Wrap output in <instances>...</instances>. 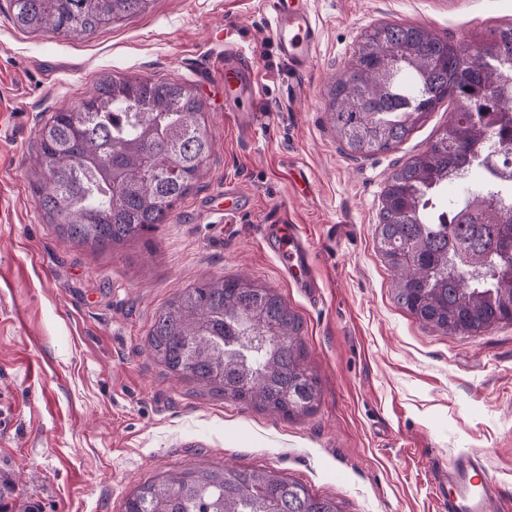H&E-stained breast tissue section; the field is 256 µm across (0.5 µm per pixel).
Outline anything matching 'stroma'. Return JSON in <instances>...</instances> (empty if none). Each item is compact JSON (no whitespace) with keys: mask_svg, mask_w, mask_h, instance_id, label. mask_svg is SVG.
Returning <instances> with one entry per match:
<instances>
[{"mask_svg":"<svg viewBox=\"0 0 512 512\" xmlns=\"http://www.w3.org/2000/svg\"><path fill=\"white\" fill-rule=\"evenodd\" d=\"M323 36L303 75L289 71L263 0H150L80 36L22 30L0 0V512H123L166 471L267 467L341 512H437L434 476L473 452L512 512V323L479 336L425 327L394 299L376 244L391 172L451 119L441 104L410 137L349 152L328 93L379 23L421 25L470 44L512 25V0H309ZM249 50L260 85L242 129L224 109L219 61ZM194 84L215 147L167 223L123 246L63 239L31 189L37 131L98 78ZM310 195L294 186L298 172ZM233 182L249 205L222 237L207 204ZM312 241L321 290L286 286L266 225ZM242 276L275 289L303 319L315 411L288 419L215 397L154 360L148 334L179 291Z\"/></svg>","mask_w":512,"mask_h":512,"instance_id":"stroma-1","label":"stroma"}]
</instances>
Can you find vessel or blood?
Listing matches in <instances>:
<instances>
[{"mask_svg":"<svg viewBox=\"0 0 512 512\" xmlns=\"http://www.w3.org/2000/svg\"><path fill=\"white\" fill-rule=\"evenodd\" d=\"M265 4L273 18L272 36L282 59L295 73L307 71L322 39L308 0H265ZM223 74L225 87L240 82L250 92L258 90L245 50L225 49ZM264 243L277 260L283 278L301 288L308 298H316L320 284L312 269V248L299 227L294 225L284 232L279 225H268ZM482 469L476 456L462 452L454 457L450 469L436 474L435 485L444 491L438 499L440 512H488L495 488L480 479Z\"/></svg>","mask_w":512,"mask_h":512,"instance_id":"obj_1","label":"vessel or blood"}]
</instances>
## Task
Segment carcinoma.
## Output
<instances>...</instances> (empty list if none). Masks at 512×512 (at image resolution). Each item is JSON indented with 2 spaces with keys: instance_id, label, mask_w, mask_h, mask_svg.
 <instances>
[{
  "instance_id": "1",
  "label": "carcinoma",
  "mask_w": 512,
  "mask_h": 512,
  "mask_svg": "<svg viewBox=\"0 0 512 512\" xmlns=\"http://www.w3.org/2000/svg\"><path fill=\"white\" fill-rule=\"evenodd\" d=\"M149 0H10L15 25L79 35L134 16ZM337 81L330 120L355 154L406 141L436 108L454 117L394 170L376 227L397 303L443 334L478 336L512 323V186L490 154H512V26L463 46L414 25H380ZM33 190L60 236L109 247L167 222L213 150L204 104L176 81L101 77L37 135ZM301 316L281 294L243 278L186 288L155 316L157 362L209 394L288 417L319 397L304 364ZM124 512H340L266 468L232 465L168 472L138 486Z\"/></svg>"
}]
</instances>
